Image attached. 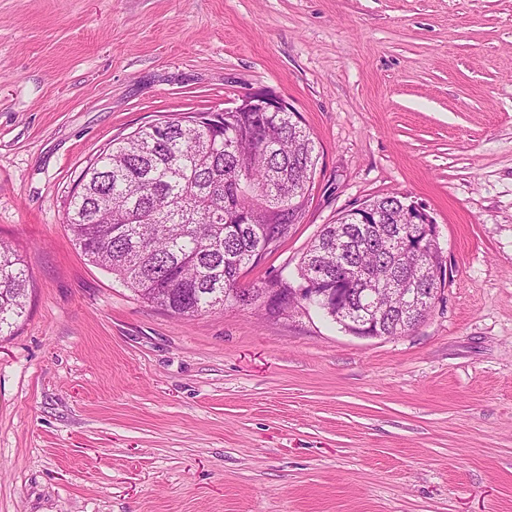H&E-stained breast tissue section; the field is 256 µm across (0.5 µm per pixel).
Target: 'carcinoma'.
<instances>
[{
    "instance_id": "1",
    "label": "carcinoma",
    "mask_w": 512,
    "mask_h": 512,
    "mask_svg": "<svg viewBox=\"0 0 512 512\" xmlns=\"http://www.w3.org/2000/svg\"><path fill=\"white\" fill-rule=\"evenodd\" d=\"M317 164L314 139L295 112H187L112 140L83 170L69 195L65 224L75 244L143 300L178 317L229 308L262 310V293L289 289L288 277L242 287L244 269L299 223L308 180ZM397 195L365 205L377 215L358 223L353 212L326 224L308 247L298 273L355 288L368 276L410 275L435 288V271L421 256L397 265L395 244L409 228ZM28 279L20 257L0 242V336L25 312ZM430 300L402 318L386 312L382 333L401 336L428 316Z\"/></svg>"
}]
</instances>
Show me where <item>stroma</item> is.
Wrapping results in <instances>:
<instances>
[{"label":"stroma","instance_id":"35a3bbf8","mask_svg":"<svg viewBox=\"0 0 512 512\" xmlns=\"http://www.w3.org/2000/svg\"><path fill=\"white\" fill-rule=\"evenodd\" d=\"M284 98L317 145L300 223L396 193L447 281L402 336L315 308L180 319L90 263L69 192L116 138ZM0 512H512V0H0ZM28 279L20 257L0 242V336L25 312Z\"/></svg>","mask_w":512,"mask_h":512}]
</instances>
